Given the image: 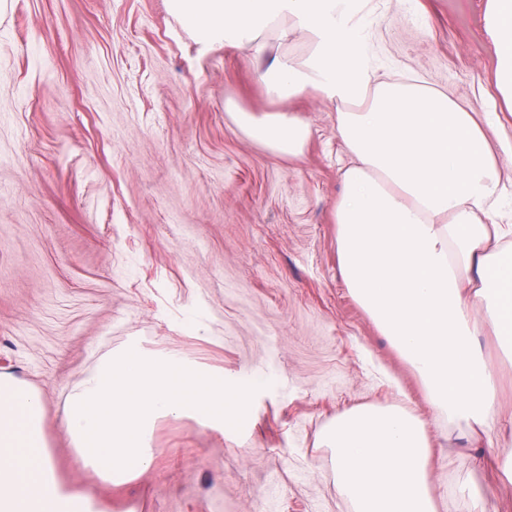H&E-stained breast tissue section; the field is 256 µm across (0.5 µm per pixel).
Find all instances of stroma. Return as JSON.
<instances>
[{
    "label": "stroma",
    "instance_id": "35a3bbf8",
    "mask_svg": "<svg viewBox=\"0 0 512 512\" xmlns=\"http://www.w3.org/2000/svg\"><path fill=\"white\" fill-rule=\"evenodd\" d=\"M486 0H371L378 77L491 108ZM243 51L200 52L166 0H8L0 18V372L37 388L63 481L105 512H353L324 426L401 405L431 434L438 512H512L484 442L435 415L405 360L349 295L333 207L349 161L332 105L290 103L296 158L248 138L226 98L279 105ZM174 353L227 383L268 381L217 431L158 420L154 463L105 489L60 433L65 394L126 344Z\"/></svg>",
    "mask_w": 512,
    "mask_h": 512
}]
</instances>
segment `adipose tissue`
I'll use <instances>...</instances> for the list:
<instances>
[{
	"instance_id": "ef3b65f1",
	"label": "adipose tissue",
	"mask_w": 512,
	"mask_h": 512,
	"mask_svg": "<svg viewBox=\"0 0 512 512\" xmlns=\"http://www.w3.org/2000/svg\"><path fill=\"white\" fill-rule=\"evenodd\" d=\"M369 0H168L169 13L201 51L276 50L256 78L286 102L316 93L336 107L348 154L333 209L341 275L352 297L419 376L440 416L497 437L492 454L512 482V427L498 407L499 379L477 340L480 303L500 348L512 350L511 224L490 210L504 188L487 136L497 112L476 113L445 92L379 80L364 56ZM484 24L496 54V94L512 110V0H487ZM309 52L289 56V34ZM233 122L270 151L299 156L310 128L285 111L255 114L234 101ZM260 380L223 375L175 354L128 345L102 356L69 388L61 432L77 462L119 485L153 464L162 418L197 416L223 428L249 406ZM45 404L25 380L0 373V512H101L66 487L49 449ZM339 486L354 512H436L424 422L393 405L357 406L324 429Z\"/></svg>"
}]
</instances>
